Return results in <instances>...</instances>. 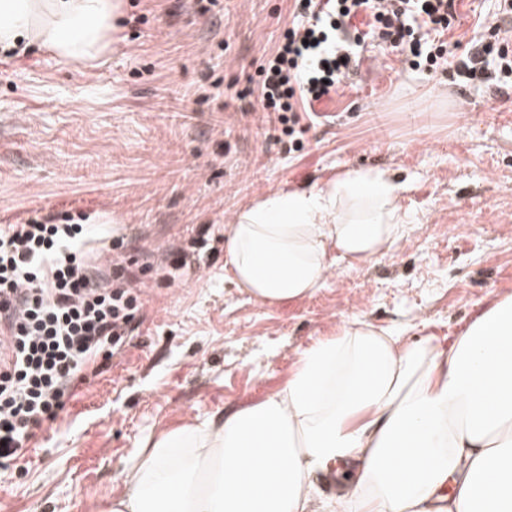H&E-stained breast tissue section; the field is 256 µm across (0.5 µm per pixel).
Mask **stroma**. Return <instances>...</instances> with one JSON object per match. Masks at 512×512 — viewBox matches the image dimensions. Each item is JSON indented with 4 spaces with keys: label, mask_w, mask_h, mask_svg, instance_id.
Segmentation results:
<instances>
[{
    "label": "stroma",
    "mask_w": 512,
    "mask_h": 512,
    "mask_svg": "<svg viewBox=\"0 0 512 512\" xmlns=\"http://www.w3.org/2000/svg\"><path fill=\"white\" fill-rule=\"evenodd\" d=\"M498 0H458L461 51ZM294 0H121L94 62L38 45L0 55V225L68 213L112 228L138 277L142 322L108 370L80 385L24 460L0 469V512H108L119 473L162 432L277 391L301 351L355 319L401 336H453L512 296V87L412 71L365 43L304 148L289 151L256 103L260 66ZM404 183L398 248L338 268L309 297L255 302L231 279L224 226L255 198L358 168ZM195 251L164 283L175 254Z\"/></svg>",
    "instance_id": "1"
}]
</instances>
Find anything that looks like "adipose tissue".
Listing matches in <instances>:
<instances>
[{
  "instance_id": "1",
  "label": "adipose tissue",
  "mask_w": 512,
  "mask_h": 512,
  "mask_svg": "<svg viewBox=\"0 0 512 512\" xmlns=\"http://www.w3.org/2000/svg\"><path fill=\"white\" fill-rule=\"evenodd\" d=\"M115 0H0V46L76 62L112 45ZM387 169L291 186L224 227L232 279L258 302L313 295L335 265L407 236ZM336 482L321 498L316 478ZM109 512H512V296L450 342L361 320L304 349L249 406L144 440Z\"/></svg>"
}]
</instances>
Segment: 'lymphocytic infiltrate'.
<instances>
[{
  "label": "lymphocytic infiltrate",
  "mask_w": 512,
  "mask_h": 512,
  "mask_svg": "<svg viewBox=\"0 0 512 512\" xmlns=\"http://www.w3.org/2000/svg\"><path fill=\"white\" fill-rule=\"evenodd\" d=\"M456 0H295V15L262 66L258 103L302 150L313 105L347 80L366 40L402 48L411 69L435 70L459 44L444 41ZM364 16V30L350 31ZM487 39L457 62L458 75L494 65L512 83V29L497 19ZM90 227L70 216L0 225V320L8 327L0 364V467L24 458L38 430L65 412L78 385L100 375L127 343L143 303L122 263L89 259Z\"/></svg>",
  "instance_id": "lymphocytic-infiltrate-1"
}]
</instances>
